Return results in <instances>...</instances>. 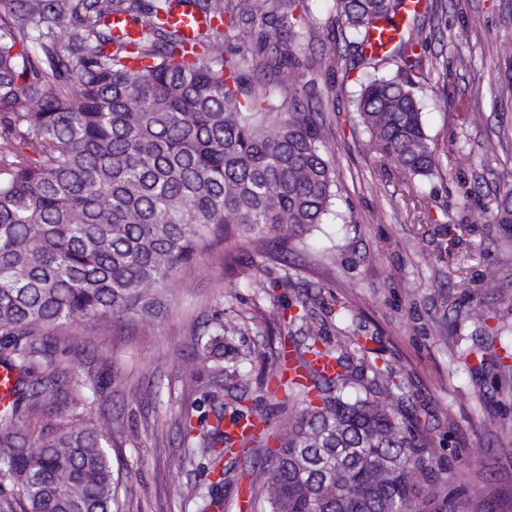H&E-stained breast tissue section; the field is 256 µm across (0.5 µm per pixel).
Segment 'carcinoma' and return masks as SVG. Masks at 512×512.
I'll list each match as a JSON object with an SVG mask.
<instances>
[{
  "label": "carcinoma",
  "mask_w": 512,
  "mask_h": 512,
  "mask_svg": "<svg viewBox=\"0 0 512 512\" xmlns=\"http://www.w3.org/2000/svg\"><path fill=\"white\" fill-rule=\"evenodd\" d=\"M0 10V365L12 374L0 404V512H126L114 469L118 430L82 422L36 427L40 399L75 407L102 398L97 387L60 386L59 336L77 325L147 320L166 307V285L229 238L302 242L331 213L333 161L320 113L304 88L287 83L302 62L288 10L306 0H189L199 15L226 17L185 49L160 21L172 0H16ZM424 8L407 0H334L333 72L370 69L353 106L380 168L401 179L422 212L419 181L440 166L420 106L424 70L416 48ZM134 17L130 44L104 23ZM77 31H56L65 19ZM395 33L369 50L371 30ZM247 30L252 80L237 52ZM402 62L396 72L384 71ZM279 351L260 379L295 414L282 434L272 414H255L240 361L224 365V339L248 326L224 310L195 346L224 391L202 428L183 418V442L209 476L193 491L201 512L238 480L240 453L261 461L248 489L251 512H411L421 492L426 448L393 405L405 383L369 347V337L329 336L308 300L277 314ZM482 353L473 370L512 374V346ZM259 427L241 434L239 422Z\"/></svg>",
  "instance_id": "1"
}]
</instances>
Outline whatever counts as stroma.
Returning a JSON list of instances; mask_svg holds the SVG:
<instances>
[{"label":"stroma","mask_w":512,"mask_h":512,"mask_svg":"<svg viewBox=\"0 0 512 512\" xmlns=\"http://www.w3.org/2000/svg\"><path fill=\"white\" fill-rule=\"evenodd\" d=\"M446 2L444 37L428 21L420 33L427 55L448 64L428 72L421 93L442 162L420 183L426 216L408 213L398 179L367 150L352 107L359 86L326 67L335 47L332 0H311L296 51L304 62L298 80L321 114L336 170L324 224L284 250L227 241L204 257V275L170 282L166 315L106 332L80 329L71 351L57 353L69 383L98 385L107 405L56 409L43 420L120 427L112 461L130 473L122 495L134 512H199L189 491L204 487L206 475L183 464L175 423L184 413L204 418L220 391L192 354L195 331L217 310L225 321H248L230 345L253 352L245 369L251 404L269 411L273 402L255 381L278 345L279 309L305 289L318 316L349 307L342 325L327 322L328 333L377 336L381 357L406 382L407 411L436 460L414 512H512V378H475L463 360L482 333L500 328L512 337V240L499 222L512 213V0ZM456 224L469 230L452 263L443 248ZM256 266L272 280L291 274L293 287L270 296L248 287Z\"/></svg>","instance_id":"stroma-1"}]
</instances>
